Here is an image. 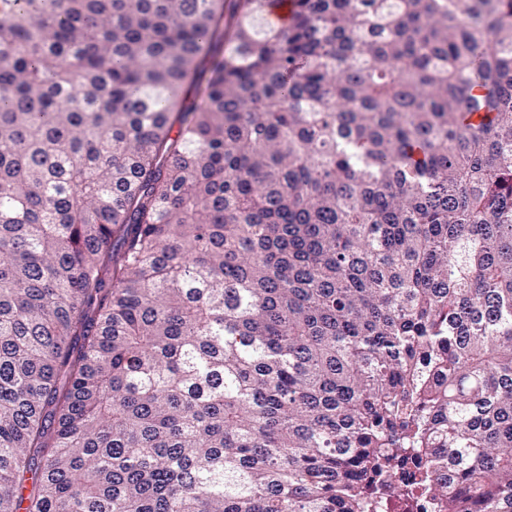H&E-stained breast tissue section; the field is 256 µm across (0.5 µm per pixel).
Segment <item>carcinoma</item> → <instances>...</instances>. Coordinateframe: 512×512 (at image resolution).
I'll list each match as a JSON object with an SVG mask.
<instances>
[{"instance_id":"obj_1","label":"carcinoma","mask_w":512,"mask_h":512,"mask_svg":"<svg viewBox=\"0 0 512 512\" xmlns=\"http://www.w3.org/2000/svg\"><path fill=\"white\" fill-rule=\"evenodd\" d=\"M276 2L0 0V512H512V0Z\"/></svg>"}]
</instances>
